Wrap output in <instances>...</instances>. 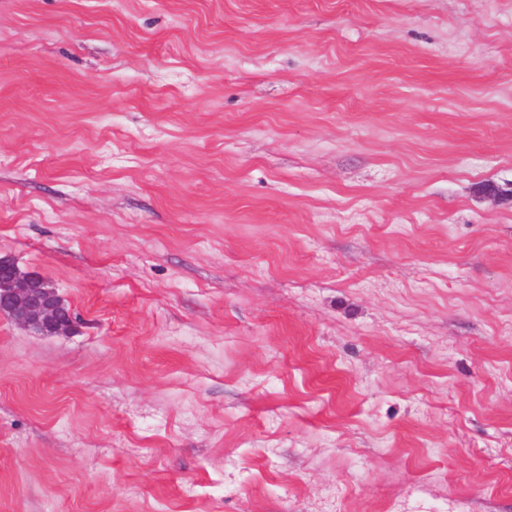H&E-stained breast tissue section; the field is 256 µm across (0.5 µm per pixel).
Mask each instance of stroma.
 I'll return each mask as SVG.
<instances>
[{"instance_id": "obj_1", "label": "stroma", "mask_w": 512, "mask_h": 512, "mask_svg": "<svg viewBox=\"0 0 512 512\" xmlns=\"http://www.w3.org/2000/svg\"><path fill=\"white\" fill-rule=\"evenodd\" d=\"M0 512H512V0H0ZM48 285L0 258V313L18 325L46 334L70 333L75 319L56 289Z\"/></svg>"}]
</instances>
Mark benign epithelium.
Masks as SVG:
<instances>
[{
    "label": "benign epithelium",
    "mask_w": 512,
    "mask_h": 512,
    "mask_svg": "<svg viewBox=\"0 0 512 512\" xmlns=\"http://www.w3.org/2000/svg\"><path fill=\"white\" fill-rule=\"evenodd\" d=\"M0 313L16 324L46 334L64 335L75 319L56 289L37 276L26 274L0 258Z\"/></svg>",
    "instance_id": "1"
}]
</instances>
